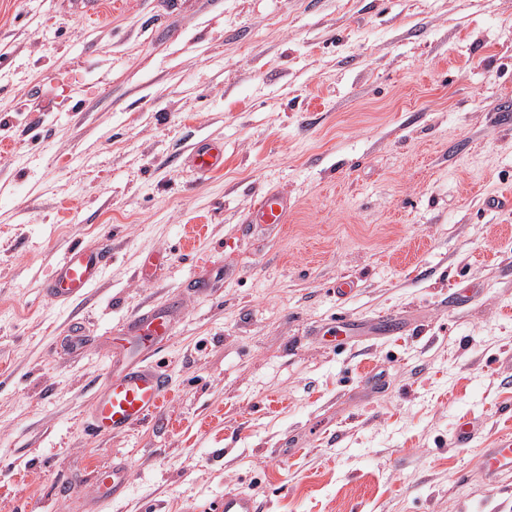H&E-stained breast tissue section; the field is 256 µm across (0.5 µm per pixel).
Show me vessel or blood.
I'll list each match as a JSON object with an SVG mask.
<instances>
[{"label": "vessel or blood", "instance_id": "b4317fda", "mask_svg": "<svg viewBox=\"0 0 512 512\" xmlns=\"http://www.w3.org/2000/svg\"><path fill=\"white\" fill-rule=\"evenodd\" d=\"M181 166L200 175L217 172L224 167V145L203 140L178 155ZM290 207L287 196L275 189L259 191L258 200L246 221L250 224L276 226L287 223ZM111 260L108 242L96 247H71L56 263L51 275L43 282L46 298L60 303L84 294L100 277ZM175 308L149 309L132 315L128 335L123 344L114 348L113 356L121 366L97 391L90 406L89 433L95 438L127 432L156 416L171 392L167 372L154 360V345L171 334ZM483 427L477 421L460 423L452 441L461 448L473 446ZM474 465L490 483L512 473V431L497 433L491 447L479 449ZM128 483L125 463L97 471L93 481L96 504H108L119 497ZM206 512H266L262 502L239 490L225 492Z\"/></svg>", "mask_w": 512, "mask_h": 512}]
</instances>
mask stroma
<instances>
[{"mask_svg": "<svg viewBox=\"0 0 512 512\" xmlns=\"http://www.w3.org/2000/svg\"><path fill=\"white\" fill-rule=\"evenodd\" d=\"M507 112L512 0H0V512H71L61 483L116 458L102 512L233 488L267 512H512V474L449 443L512 430V211L486 206L512 192ZM203 138L223 170L172 164ZM263 185L283 227L245 221ZM107 234L100 279L48 302ZM173 303L158 419L93 439L113 339ZM386 312L408 331L328 334ZM111 257L107 240L94 248L71 247L41 285L46 298L60 303L82 296L98 280ZM483 427L478 421L460 423L452 434V442L459 448H470L482 434ZM128 483V470L124 462H112V467L99 470L93 481L96 505L108 504L119 497Z\"/></svg>", "mask_w": 512, "mask_h": 512, "instance_id": "35a3bbf8", "label": "stroma"}]
</instances>
